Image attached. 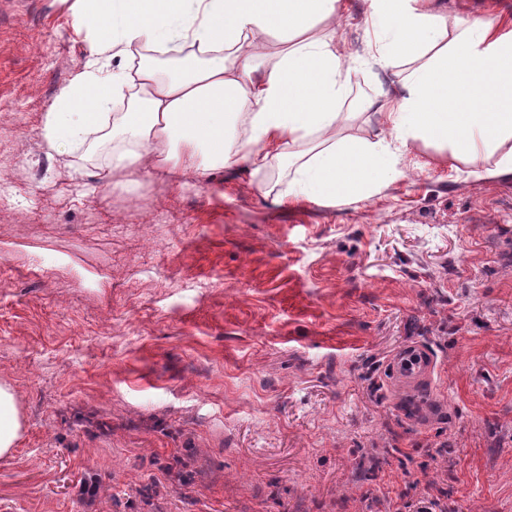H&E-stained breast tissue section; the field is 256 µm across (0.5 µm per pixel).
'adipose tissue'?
I'll list each match as a JSON object with an SVG mask.
<instances>
[{"instance_id":"1","label":"adipose tissue","mask_w":512,"mask_h":512,"mask_svg":"<svg viewBox=\"0 0 512 512\" xmlns=\"http://www.w3.org/2000/svg\"><path fill=\"white\" fill-rule=\"evenodd\" d=\"M372 59L398 98L384 127L346 133L356 59L342 54V0H75L88 58L46 113L48 148L89 131L112 142L130 186L144 174L293 164L284 202L345 205L397 176L414 142L449 149L479 179L512 174V31L493 17L449 25L434 0H370ZM128 63L112 69L114 58Z\"/></svg>"}]
</instances>
